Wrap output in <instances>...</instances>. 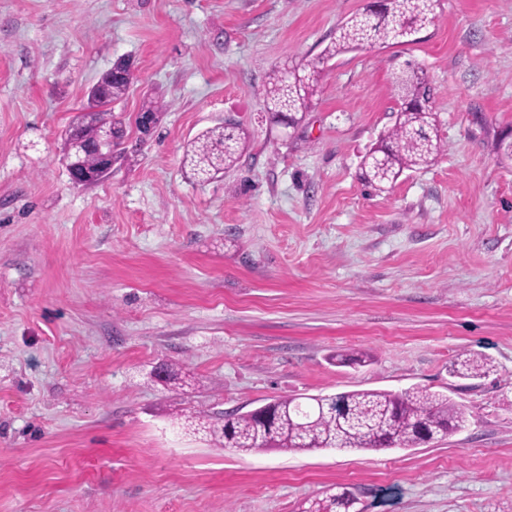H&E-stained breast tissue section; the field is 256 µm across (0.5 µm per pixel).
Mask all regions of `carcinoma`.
<instances>
[{"mask_svg": "<svg viewBox=\"0 0 512 512\" xmlns=\"http://www.w3.org/2000/svg\"><path fill=\"white\" fill-rule=\"evenodd\" d=\"M439 0H376L363 12L346 18L323 49L318 62L374 42L411 44L413 36L436 16ZM130 61L120 59L87 92V105L65 130L66 147L75 140L89 142L102 128L112 125L110 106L121 101L131 80L123 73ZM321 71L317 62L286 66L275 72L265 92L264 109L274 124L295 127L317 92ZM400 103L394 126L366 155L362 178L379 190L390 186L406 170L429 166L443 144L434 131L428 108L430 86L419 66L408 62L394 76ZM246 143L236 124L211 128L191 143L186 162L192 174L205 181L233 169ZM79 173L85 184L103 181L97 158L80 154ZM492 371L481 353H465L453 364V374L482 378ZM264 422L252 412L224 415L212 420L201 414L185 416L194 431L213 434L226 448L248 453L257 449L309 451L323 448L363 450L417 445L426 430L444 439L464 427L465 414L453 399L439 391L410 387L400 392L354 390L333 395L280 397L268 403ZM357 499L349 492L312 501L304 512H353Z\"/></svg>", "mask_w": 512, "mask_h": 512, "instance_id": "carcinoma-1", "label": "carcinoma"}]
</instances>
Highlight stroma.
Listing matches in <instances>:
<instances>
[{"label": "stroma", "instance_id": "35a3bbf8", "mask_svg": "<svg viewBox=\"0 0 512 512\" xmlns=\"http://www.w3.org/2000/svg\"><path fill=\"white\" fill-rule=\"evenodd\" d=\"M370 2L0 0V512H301L344 489L359 512H512V0H440L416 43L329 60L280 134L269 73ZM120 59L126 160L75 185L64 131ZM408 60L443 150L378 191L360 162ZM147 96L165 105L149 135ZM228 122L248 149L196 180L188 143ZM465 351L493 372L450 374ZM163 362L179 389L152 379ZM413 386L464 428L241 454L181 420Z\"/></svg>", "mask_w": 512, "mask_h": 512}]
</instances>
